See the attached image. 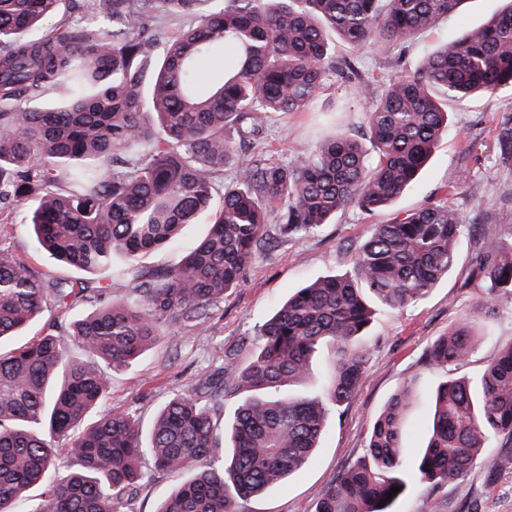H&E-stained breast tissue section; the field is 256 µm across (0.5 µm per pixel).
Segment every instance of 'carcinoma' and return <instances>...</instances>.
I'll list each match as a JSON object with an SVG mask.
<instances>
[{
    "instance_id": "carcinoma-1",
    "label": "carcinoma",
    "mask_w": 512,
    "mask_h": 512,
    "mask_svg": "<svg viewBox=\"0 0 512 512\" xmlns=\"http://www.w3.org/2000/svg\"><path fill=\"white\" fill-rule=\"evenodd\" d=\"M59 0H0V204L38 197L28 224L33 246L80 273L130 261L133 296L76 319L71 328L13 343L52 305L72 311L112 284L62 280L30 267L0 224V512H123L154 473L182 478L156 512H247L251 498L300 471L319 448L328 416L355 395L364 376L360 339L380 308L423 299L457 263L462 218L446 204L420 206L374 225L352 271L298 290L258 329L249 363L228 359L201 399L176 396L158 413L149 444L136 417L100 411L110 371L157 340L166 322L205 325L211 307L236 287L279 239L317 232L336 212L385 208L414 184L448 129L443 101L512 87V3L429 52L413 73L385 83L364 106L362 142L335 132L287 165L258 152L271 114L304 111L330 71L357 75L351 60L375 42L404 46L465 0H104L99 15L65 31H41ZM194 23L163 37V11ZM224 65V81L197 75ZM64 87L45 108L22 106ZM512 161V126L496 135ZM232 183L216 196L224 167ZM210 217L207 234L161 273L137 259L170 246L189 224ZM498 250L482 253L467 285L480 288L474 317L492 320L512 298V226ZM74 343L88 359L73 363ZM465 319L426 351L423 364L451 368L474 354ZM332 371L315 394L285 392L304 380L320 350ZM415 379L372 424L365 457L325 488L315 512H386L410 484H455L496 440L512 447V343L478 382L449 376L435 388L424 447L405 454ZM243 397L219 442L224 398ZM65 452L70 469L59 471ZM400 492L388 497L392 487Z\"/></svg>"
}]
</instances>
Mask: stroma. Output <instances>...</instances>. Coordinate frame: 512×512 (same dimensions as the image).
I'll return each instance as SVG.
<instances>
[{
  "label": "stroma",
  "mask_w": 512,
  "mask_h": 512,
  "mask_svg": "<svg viewBox=\"0 0 512 512\" xmlns=\"http://www.w3.org/2000/svg\"><path fill=\"white\" fill-rule=\"evenodd\" d=\"M501 0H466L438 28L425 32L405 48L371 44L354 53L365 77L357 83L327 79L309 107L290 115H272L266 128L265 156L289 163L308 153L328 131L360 134L366 125V96H378L386 80L415 71L422 56L437 45L462 35L499 9ZM512 125V88L448 102V135L437 148L415 186L397 202L373 215L348 207L337 212L315 234L278 241L251 266L246 278L210 310L207 323L190 329L167 328L165 337L136 361L113 372L104 408L126 410L150 432L156 415L171 397L201 391L225 366L227 357L248 361L249 342L257 328L289 293L315 280L350 272L355 252L373 225L427 204H448L462 215L456 266L419 303L401 310L379 311L362 339L368 349L365 377L350 404L330 414L321 446L309 463L284 483L251 499L248 512H314L329 482L361 460L372 421L388 399L409 378H416L414 403L408 415L410 451L422 445L431 420L430 394L445 372L422 363L427 346L471 315L477 294L465 281L478 252L496 249L502 230L512 226V165L498 158L495 135ZM36 206L29 198L0 210L9 226L13 249L40 271L69 276L70 270L35 251L28 216ZM207 224L187 228L177 244L145 256L150 272L172 266L192 251ZM473 356L456 369L457 376L477 379L501 347L512 343V300L500 306L490 322L477 325ZM501 453L490 444L481 464L454 486L413 485L393 505V512H427L437 500L440 512H512V470H496L491 462Z\"/></svg>",
  "instance_id": "1"
}]
</instances>
